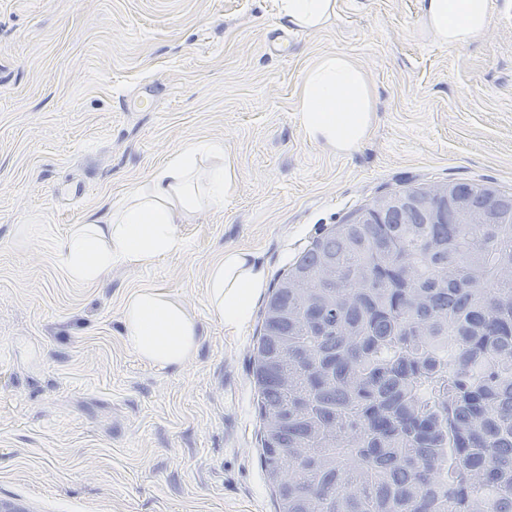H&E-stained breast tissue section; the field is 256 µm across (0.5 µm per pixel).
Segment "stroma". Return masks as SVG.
I'll use <instances>...</instances> for the list:
<instances>
[{"label": "stroma", "instance_id": "1", "mask_svg": "<svg viewBox=\"0 0 512 512\" xmlns=\"http://www.w3.org/2000/svg\"><path fill=\"white\" fill-rule=\"evenodd\" d=\"M333 52L365 72L375 103L347 155L310 142L296 114L304 72ZM198 139L223 142L238 179L223 208L181 225L186 250L68 281L50 241L105 221ZM449 181L512 192L511 13L451 50L425 32L420 0H339L310 30L274 0H0V503L276 512L252 373L270 286L377 197ZM228 247L266 273L232 336L206 286ZM146 287L197 317L183 367L155 369L122 342L124 299Z\"/></svg>", "mask_w": 512, "mask_h": 512}]
</instances>
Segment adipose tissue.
<instances>
[{
  "label": "adipose tissue",
  "mask_w": 512,
  "mask_h": 512,
  "mask_svg": "<svg viewBox=\"0 0 512 512\" xmlns=\"http://www.w3.org/2000/svg\"><path fill=\"white\" fill-rule=\"evenodd\" d=\"M289 25L315 29L333 17L337 0H275ZM512 0H421L422 22L431 39L451 49L482 38L495 9ZM374 101L364 72L347 56L333 53L305 72L297 117L307 138L339 154L354 151L372 125ZM216 158L209 169L201 156ZM237 169L218 141L196 140L170 154L145 180L111 208L105 223L75 224L51 248L64 276L74 284L99 283L119 263L148 266L184 251L180 226L195 211L223 206L237 181ZM265 275L253 256L225 249L209 267L207 296L227 332H236L250 314ZM123 341L139 358L159 369L192 360L200 343L197 321L174 295L161 288L132 292L123 308Z\"/></svg>",
  "instance_id": "ef3b65f1"
}]
</instances>
